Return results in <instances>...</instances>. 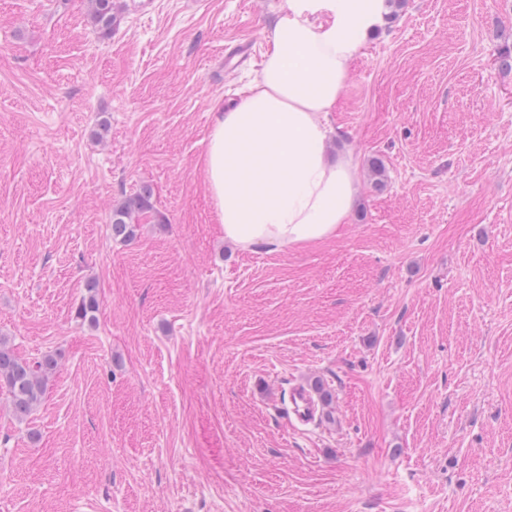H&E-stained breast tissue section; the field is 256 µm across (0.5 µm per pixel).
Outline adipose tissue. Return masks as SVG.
Returning a JSON list of instances; mask_svg holds the SVG:
<instances>
[{
    "instance_id": "1",
    "label": "adipose tissue",
    "mask_w": 512,
    "mask_h": 512,
    "mask_svg": "<svg viewBox=\"0 0 512 512\" xmlns=\"http://www.w3.org/2000/svg\"><path fill=\"white\" fill-rule=\"evenodd\" d=\"M384 0H288L256 78L219 108L203 158L213 218L244 249L338 235L356 195L350 151L329 154L327 116Z\"/></svg>"
}]
</instances>
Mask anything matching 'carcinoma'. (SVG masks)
<instances>
[{"mask_svg": "<svg viewBox=\"0 0 512 512\" xmlns=\"http://www.w3.org/2000/svg\"><path fill=\"white\" fill-rule=\"evenodd\" d=\"M87 19L92 30L101 39H108L117 23L114 0H85ZM153 210L151 190L147 187L127 196L113 206L110 224L112 236L123 241L134 236L141 217ZM99 311L98 290L87 285V295L78 310L81 320L94 324ZM56 365V356L47 353L31 361L17 355L8 340L0 336V386L6 388L17 420L24 421L41 404L50 377Z\"/></svg>", "mask_w": 512, "mask_h": 512, "instance_id": "obj_1", "label": "carcinoma"}]
</instances>
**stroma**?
<instances>
[{
    "label": "stroma",
    "mask_w": 512,
    "mask_h": 512,
    "mask_svg": "<svg viewBox=\"0 0 512 512\" xmlns=\"http://www.w3.org/2000/svg\"><path fill=\"white\" fill-rule=\"evenodd\" d=\"M124 2L101 41L83 0H0V335L57 356L26 421L0 390V512H512V0L386 8L328 115L349 223L254 251L202 159L287 0ZM153 210L152 194L148 187L127 196L114 205L110 216L112 236L125 241L134 236L141 217ZM288 413L303 424L316 420L317 407L311 395L301 387L292 388L288 394Z\"/></svg>",
    "instance_id": "35a3bbf8"
}]
</instances>
